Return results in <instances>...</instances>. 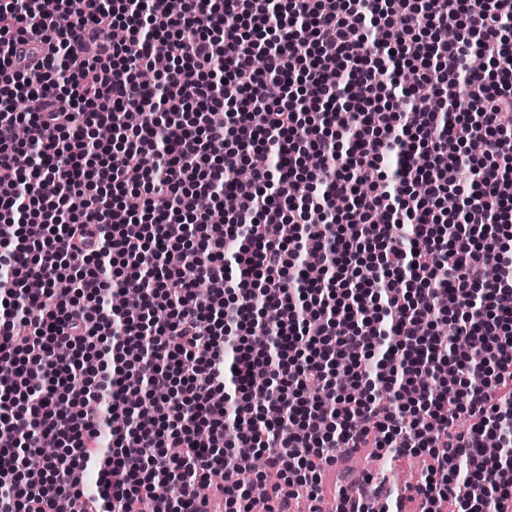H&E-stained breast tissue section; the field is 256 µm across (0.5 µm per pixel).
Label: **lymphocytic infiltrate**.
Segmentation results:
<instances>
[{"mask_svg":"<svg viewBox=\"0 0 512 512\" xmlns=\"http://www.w3.org/2000/svg\"><path fill=\"white\" fill-rule=\"evenodd\" d=\"M511 18L512 0H0V512H205L219 470L224 512H296L340 444L423 457L421 512H512ZM159 41L169 64L141 82ZM255 152L273 165L237 181ZM228 194L213 223L200 199ZM307 255L321 282L294 275Z\"/></svg>","mask_w":512,"mask_h":512,"instance_id":"f902f5d3","label":"lymphocytic infiltrate"}]
</instances>
